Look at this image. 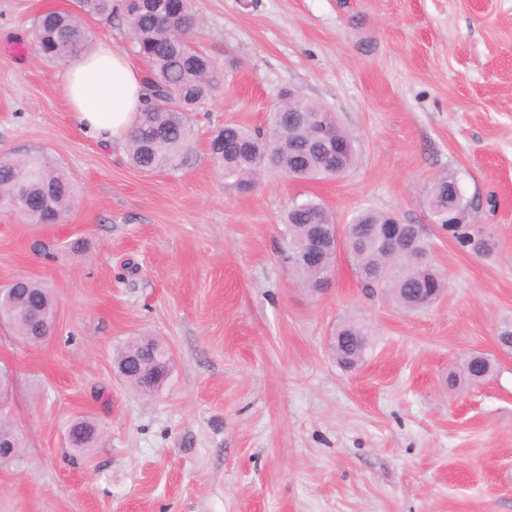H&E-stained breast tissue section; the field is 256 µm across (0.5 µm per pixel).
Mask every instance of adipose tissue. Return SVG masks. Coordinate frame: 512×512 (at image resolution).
<instances>
[{
    "instance_id": "obj_1",
    "label": "adipose tissue",
    "mask_w": 512,
    "mask_h": 512,
    "mask_svg": "<svg viewBox=\"0 0 512 512\" xmlns=\"http://www.w3.org/2000/svg\"><path fill=\"white\" fill-rule=\"evenodd\" d=\"M143 68L101 39L72 62L64 94L82 130L105 145L126 141L147 94Z\"/></svg>"
}]
</instances>
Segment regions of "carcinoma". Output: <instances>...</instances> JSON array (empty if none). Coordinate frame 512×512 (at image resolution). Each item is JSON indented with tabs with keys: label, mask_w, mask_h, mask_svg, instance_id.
<instances>
[{
	"label": "carcinoma",
	"mask_w": 512,
	"mask_h": 512,
	"mask_svg": "<svg viewBox=\"0 0 512 512\" xmlns=\"http://www.w3.org/2000/svg\"><path fill=\"white\" fill-rule=\"evenodd\" d=\"M174 2L182 22L179 30L161 22L136 0H75L73 10L45 11L32 21V38L41 54L68 62L80 57L90 46L86 20L110 19L115 12L121 14L136 53L149 67L147 104L126 143L130 163L145 173L174 168L183 160L192 138L189 113L210 97L220 82V72L194 40L197 18L193 0ZM325 113V107L304 98L294 104L286 101L282 111L268 114L267 126L262 130L251 131L233 123L224 125L210 141V156L224 170V176L234 179L243 189L255 183L267 164L297 180L339 177L356 160L348 133L334 115H329L336 141L348 146L333 168L327 165L321 148L308 137V123ZM454 183L456 180L446 174L433 179L426 190L428 208L460 245L490 252L494 246L491 237L471 224L448 223V206L461 202L450 192ZM74 193V185L65 171L42 152L0 160V207L18 212L34 224L57 223L72 206ZM397 223L399 220L391 214L364 209L349 224L344 245L366 294L381 290L400 309L422 311L441 296L446 283L429 263L430 243L421 230L405 236L391 252L383 251L381 234L388 225ZM284 224L291 247L286 259L305 286L314 290L323 287L336 260L337 242L332 235L336 230L335 216L323 203L308 199L287 211ZM317 224L331 235L313 253L306 249V244L316 233ZM23 307L53 315L55 300L48 289L39 282L24 281L15 298L0 296V319L9 322L27 342L37 336H49L53 322L40 326L35 318L22 314ZM371 336L372 330L365 320L357 316L342 318L330 342L337 363L346 369L357 367L370 349ZM131 352L159 365L157 385H162L166 366L172 363L170 349L153 338H140L119 353L121 375L137 386L138 376L124 364ZM491 369L490 361L478 354L463 365V373L470 381L485 378ZM95 439L96 428L91 422L73 424L74 447L88 448Z\"/></svg>",
	"instance_id": "carcinoma-1"
}]
</instances>
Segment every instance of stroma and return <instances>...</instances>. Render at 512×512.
I'll use <instances>...</instances> for the list:
<instances>
[{
	"instance_id": "1",
	"label": "stroma",
	"mask_w": 512,
	"mask_h": 512,
	"mask_svg": "<svg viewBox=\"0 0 512 512\" xmlns=\"http://www.w3.org/2000/svg\"><path fill=\"white\" fill-rule=\"evenodd\" d=\"M74 0H0V155L45 152L75 184L57 224L0 211V284L55 298L53 333L0 327V401L22 447L0 467V512H512V0H195L222 84L191 116L177 167L143 173L79 128L65 64L30 36ZM334 112L356 164L294 181L266 168L239 192L209 156L224 123L261 127L280 91ZM453 175L487 255L437 224L425 188ZM314 198L423 228L447 282L417 314L365 296L346 251L328 288L299 282L281 219ZM347 315L373 329L339 366ZM167 344L144 394L116 371L133 339ZM479 352L493 370L462 378ZM98 430L72 447L71 425ZM372 330L368 323L357 316L342 318L336 325L330 346L337 363L346 369L357 367L371 346Z\"/></svg>"
}]
</instances>
